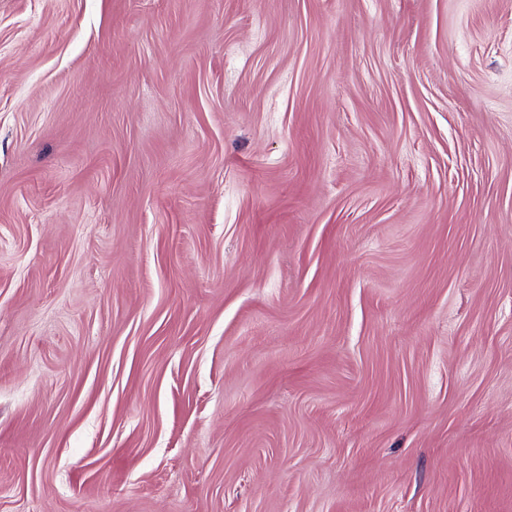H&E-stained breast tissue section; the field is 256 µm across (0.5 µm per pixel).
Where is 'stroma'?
<instances>
[{"label":"stroma","mask_w":512,"mask_h":512,"mask_svg":"<svg viewBox=\"0 0 512 512\" xmlns=\"http://www.w3.org/2000/svg\"><path fill=\"white\" fill-rule=\"evenodd\" d=\"M0 512H512V0H0Z\"/></svg>","instance_id":"obj_1"}]
</instances>
